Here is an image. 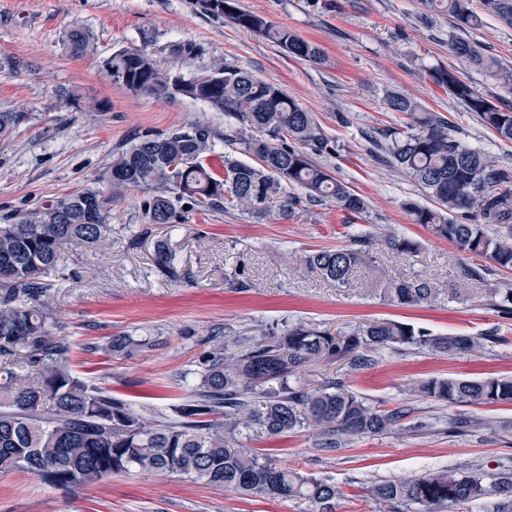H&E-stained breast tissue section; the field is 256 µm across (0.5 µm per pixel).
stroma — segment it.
Listing matches in <instances>:
<instances>
[{
  "mask_svg": "<svg viewBox=\"0 0 512 512\" xmlns=\"http://www.w3.org/2000/svg\"><path fill=\"white\" fill-rule=\"evenodd\" d=\"M323 51L321 63L288 57L272 40L205 15L195 0H0V111L31 113L10 139L0 140V218L61 193L97 188V175L113 151L138 135L166 133L197 120L216 133L222 113L188 98L134 96L109 80L102 62L130 46L156 49L197 46V56L175 68L185 76L228 62L280 86L311 112L332 144L316 156L367 201L356 216L331 202H301L285 219L258 220L238 209L192 211L184 224L146 225L139 190L112 206L111 244L63 249L49 290L60 335L72 344L73 372L133 407L155 413L185 399L199 382L203 355L215 341L254 334L274 322H304L329 332L372 319L414 324L435 334L484 337L477 353L448 357L427 349L377 353L357 372L319 365L304 378L311 386L342 379L367 403L405 416L387 432L349 441L334 452L317 448L314 430L280 437H250L246 447L279 467L335 483L336 512H418L417 506L383 503L370 487L438 468L482 466L512 471V433L492 434L487 421H512L510 405L449 406L419 396L414 387L431 377L512 375V314L499 308L512 288V272L490 268L482 279L461 278L460 254L448 241L413 223L407 203L427 205L416 181L380 162L369 135L402 128L406 117L389 111L387 92L405 94L443 117L451 133L512 171V142L498 140L448 89L435 85L432 67L457 69L485 98L512 105V89L484 71L463 65L450 50L456 31L447 17L428 13L420 0H239ZM482 23L469 30L485 53L512 69V28L473 0ZM74 26L89 30L97 51L71 55L63 45ZM82 94L81 107L62 99ZM393 234L417 241L418 254L389 249ZM374 239L371 266L339 288L306 262L321 248L349 245L351 236ZM175 255L179 280L162 276L154 262L157 241ZM419 275L440 289L459 288L462 302L397 307L376 295L395 278ZM157 339L156 347L128 357L106 351L116 335ZM455 419L468 421L462 431ZM306 500H255L232 490L196 484L176 474L136 470L71 492L27 472L0 475V512H313Z\"/></svg>",
  "mask_w": 512,
  "mask_h": 512,
  "instance_id": "stroma-1",
  "label": "stroma"
}]
</instances>
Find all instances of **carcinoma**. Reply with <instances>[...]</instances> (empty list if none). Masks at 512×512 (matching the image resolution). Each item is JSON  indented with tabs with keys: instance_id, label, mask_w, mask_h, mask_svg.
<instances>
[{
	"instance_id": "carcinoma-1",
	"label": "carcinoma",
	"mask_w": 512,
	"mask_h": 512,
	"mask_svg": "<svg viewBox=\"0 0 512 512\" xmlns=\"http://www.w3.org/2000/svg\"><path fill=\"white\" fill-rule=\"evenodd\" d=\"M239 0H197L201 11L273 40L288 56L319 63L314 43L244 11ZM427 11L445 15L461 32L480 17L470 0H420ZM487 10L512 27V0H484ZM64 45L71 53L92 55L95 43L83 27L70 29ZM452 53L512 86V71L486 55L468 38L454 37ZM106 75L134 96L175 101L189 98L208 105L239 127L224 134L246 163L224 156V170L205 163L214 152L215 131L193 122L167 134L145 133L112 156L98 176L99 188L62 193L4 217L0 224V473L27 471L44 483L68 490L84 488L132 469L179 474L216 489H233L259 499L305 498L318 512H336L341 492L327 480L282 468L244 447L243 436H280L312 426L317 447L334 451L355 437L382 434L400 421V411L379 410L329 380L309 389L301 372L338 364L349 372L375 363L383 349L427 348L451 357L477 351L482 338L462 333L434 335L393 320H372L331 334L305 323L271 324L254 336L219 344L202 360L201 380L192 395L164 420L139 413L132 405L90 385L70 367V346L55 332L47 296L66 243L106 246L112 234V203L138 188L145 193L140 210L146 224L185 222L182 204L205 210L238 208L258 220L286 218L295 199L287 188L299 186L309 199L330 201L351 213L366 212L364 197L336 178L312 156L330 152L329 140L311 113L278 85L259 80L219 60L189 78L161 66L145 47L122 48L103 64ZM433 83L448 89L478 115L499 140L512 142V107L480 95L456 72L431 69ZM385 106L408 116L407 130H385L378 148L393 167L416 180L435 206L408 204L413 221L463 255L483 258L512 271V174L488 155L472 149L448 131V121L426 112L400 93ZM32 119L25 112L0 111V140L10 138ZM472 214L460 224L452 214ZM369 237L354 245L323 249L307 263L340 287L351 285L355 269L372 261ZM386 244L401 253L419 251V243L391 235ZM155 263L169 279L178 270L169 247L157 244ZM385 300L420 306L439 289L419 276L386 282ZM157 345L151 339L114 336L103 350L132 356ZM426 398L455 404L512 405V377H432L418 383ZM480 466L448 468L404 481H383L371 488L381 502H405L420 512H453L489 494L500 499L498 512H512V473L492 482Z\"/></svg>"
}]
</instances>
